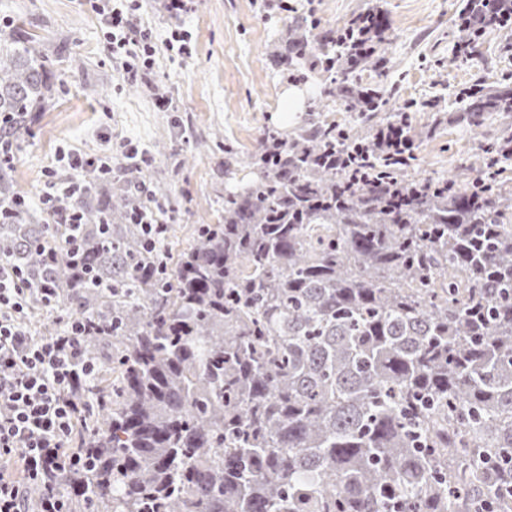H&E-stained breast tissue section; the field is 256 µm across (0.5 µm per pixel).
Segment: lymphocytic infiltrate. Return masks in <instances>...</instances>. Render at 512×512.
Masks as SVG:
<instances>
[{"label":"lymphocytic infiltrate","instance_id":"obj_1","mask_svg":"<svg viewBox=\"0 0 512 512\" xmlns=\"http://www.w3.org/2000/svg\"><path fill=\"white\" fill-rule=\"evenodd\" d=\"M474 9L457 15L460 31L480 37L486 21L512 32V0H475ZM139 0H100L98 14L113 55L123 57L128 78L152 70L156 52L151 35L136 17ZM84 187L47 179L41 201L53 217L69 225L65 245L78 253L76 233L82 217L76 206ZM0 245V512H74L76 497L60 491V480L81 473L86 451L79 443L90 411L77 393L93 373L85 354L90 329L70 314L63 333L37 336L31 328L39 300L46 310L59 308L56 289L35 284L20 267L5 260Z\"/></svg>","mask_w":512,"mask_h":512}]
</instances>
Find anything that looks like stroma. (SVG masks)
I'll list each match as a JSON object with an SVG mask.
<instances>
[{
	"label": "stroma",
	"mask_w": 512,
	"mask_h": 512,
	"mask_svg": "<svg viewBox=\"0 0 512 512\" xmlns=\"http://www.w3.org/2000/svg\"><path fill=\"white\" fill-rule=\"evenodd\" d=\"M283 13L276 0H192L180 19L144 0L139 11L157 47L154 69L145 77L124 80L121 60L113 58L95 0H0V20L25 22L40 35L55 65L49 77L56 106L35 113L23 134L9 176L30 200H37L47 172L83 181L63 157L75 152L107 157L113 177L146 185L153 206L172 231L164 245L176 264L201 224L224 216V197L243 191L256 178L248 158L261 147L267 131L295 132L311 122L313 106L324 102L325 83L308 64L282 69L273 54L288 27L316 11L321 27L307 31L310 46L324 32L347 25L372 8L388 28L379 48L386 70L360 72L362 82L385 91L388 111L411 103L409 125L415 140L416 176L458 178L468 158L512 127V116L494 117L479 128L461 121L463 102L455 89L472 83L488 90L512 91V49L505 35L487 29L467 55H455L462 37L455 18L466 0H291ZM192 35L191 56L166 50L174 25ZM309 87L304 110L289 122L277 121L282 87ZM172 99L169 111L154 104L156 94ZM144 149L150 163L135 169L125 158V143ZM232 161V179L224 177Z\"/></svg>",
	"instance_id": "35a3bbf8"
}]
</instances>
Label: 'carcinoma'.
Returning a JSON list of instances; mask_svg holds the SVG:
<instances>
[{
  "label": "carcinoma",
  "instance_id": "carcinoma-1",
  "mask_svg": "<svg viewBox=\"0 0 512 512\" xmlns=\"http://www.w3.org/2000/svg\"><path fill=\"white\" fill-rule=\"evenodd\" d=\"M293 28L275 63L303 59ZM346 44L315 53L325 95L362 112L269 132L251 187L224 196L173 272L130 223L131 189L89 168L74 279L0 174L7 260L76 305L97 373L80 481L96 512H458L484 494L512 512V185L422 188L417 158L377 141L383 90L338 78ZM53 60L20 20L0 23V135L52 109ZM512 113L470 97L464 120ZM341 157L338 165L334 158ZM54 248L46 267L34 243Z\"/></svg>",
  "mask_w": 512,
  "mask_h": 512
}]
</instances>
